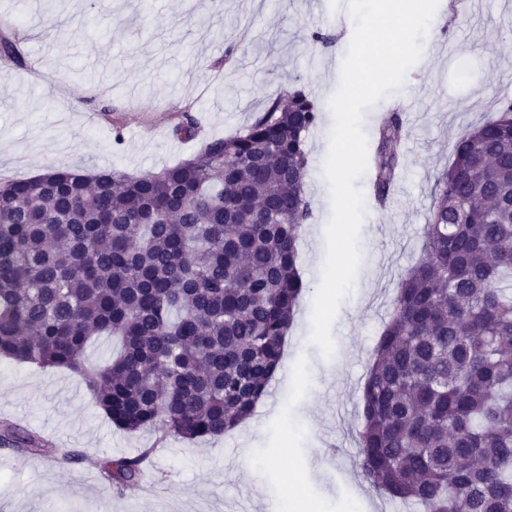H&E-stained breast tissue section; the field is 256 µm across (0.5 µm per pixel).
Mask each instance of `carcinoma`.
Listing matches in <instances>:
<instances>
[{
	"instance_id": "obj_1",
	"label": "carcinoma",
	"mask_w": 512,
	"mask_h": 512,
	"mask_svg": "<svg viewBox=\"0 0 512 512\" xmlns=\"http://www.w3.org/2000/svg\"><path fill=\"white\" fill-rule=\"evenodd\" d=\"M0 57L22 63L0 35ZM319 107L268 99L242 131L141 176L57 169L0 183V361L82 377L120 430L194 441L252 415L281 365L305 288L306 138ZM405 133L378 129L387 204ZM174 135L192 139L182 110ZM120 343L103 364L96 337ZM359 467L419 512H512V101L459 135L437 179L424 257L400 279L362 387ZM0 446L43 456L4 421ZM151 449L105 462L138 483Z\"/></svg>"
}]
</instances>
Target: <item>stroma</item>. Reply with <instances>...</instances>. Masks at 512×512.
Returning <instances> with one entry per match:
<instances>
[{
  "mask_svg": "<svg viewBox=\"0 0 512 512\" xmlns=\"http://www.w3.org/2000/svg\"><path fill=\"white\" fill-rule=\"evenodd\" d=\"M348 0H0V21L22 40V64L0 60V181L32 170L81 167L140 176L190 157L208 139L247 126L268 96L301 89L320 119L306 140L313 216L301 240L305 289L253 428L187 441L116 429L72 373L0 362V420L56 448L36 459L0 449V512H267L302 489L308 512H409L358 467L362 385L398 283L421 255L435 181L453 136L512 100V0H473L437 25L403 85L414 92L387 208L366 209L352 292L332 325L335 349L309 342L331 215L323 173L352 34L335 12ZM334 36L313 43V31ZM191 108L196 138L172 129ZM123 143L115 145L114 127ZM252 446L242 459L243 446ZM154 451L151 489L115 487L104 461Z\"/></svg>",
  "mask_w": 512,
  "mask_h": 512,
  "instance_id": "35a3bbf8",
  "label": "stroma"
}]
</instances>
